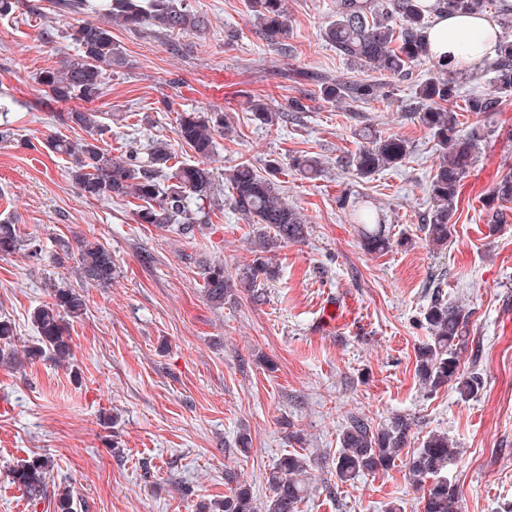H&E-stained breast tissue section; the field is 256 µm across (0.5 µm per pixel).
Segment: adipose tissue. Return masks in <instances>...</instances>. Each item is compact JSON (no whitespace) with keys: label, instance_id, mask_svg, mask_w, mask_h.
Segmentation results:
<instances>
[{"label":"adipose tissue","instance_id":"1","mask_svg":"<svg viewBox=\"0 0 512 512\" xmlns=\"http://www.w3.org/2000/svg\"><path fill=\"white\" fill-rule=\"evenodd\" d=\"M423 2L434 11L426 31L433 60L447 64L449 70L463 71L496 53L501 36L498 17L439 12L434 8L436 0Z\"/></svg>","mask_w":512,"mask_h":512}]
</instances>
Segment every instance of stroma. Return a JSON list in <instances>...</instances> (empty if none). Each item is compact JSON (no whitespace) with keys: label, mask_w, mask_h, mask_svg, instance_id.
Returning a JSON list of instances; mask_svg holds the SVG:
<instances>
[{"label":"stroma","mask_w":512,"mask_h":512,"mask_svg":"<svg viewBox=\"0 0 512 512\" xmlns=\"http://www.w3.org/2000/svg\"><path fill=\"white\" fill-rule=\"evenodd\" d=\"M56 2L20 0L11 17L0 18V91L16 100L7 115L11 136L0 141V215L48 253L60 239L100 242L117 273L110 287L82 285L86 310L68 326L69 366L45 356L0 363V512H57L66 491L73 512H200L223 501L229 472L262 502L271 494L270 469L290 453L312 462L299 512H385L391 503L423 512L405 460L433 432L459 450L448 479L462 512H512V203L494 226L485 207L512 174V95L491 115L459 116L460 135L477 130L482 141L452 219L455 232L437 249L421 224L438 152L407 108L420 81L440 78L432 62L385 79L383 99L350 106L315 94L307 111L292 112L288 101L302 88L286 72L374 76L324 39L336 0H288L291 33L279 50L259 38L244 0H188L208 19L201 35L113 26L125 63L105 71L101 147H119L134 121L141 142H172L180 112L220 109L232 131L215 138L216 186L244 161L258 170L271 159L322 163L317 180L293 172L281 179L308 233L278 251L279 274L266 284L264 301L242 297L217 308L201 288L202 261H223L232 272L252 258V227L231 204L182 236L137 223L134 202L86 200L69 178L68 158L31 150L54 133L74 142L87 137L59 124L67 104L36 102L37 73L76 53L60 36L74 17ZM259 98L286 112L285 121L269 128L253 120L250 102ZM365 128L399 134L409 154L358 177L341 160L362 148ZM365 202L387 226L385 252H368L350 219ZM72 275L71 267L21 252L0 256V314L14 323L17 348L36 339L32 315L49 300L46 281ZM437 295L472 314L473 348L460 368L481 374L484 388L470 400L447 386L428 391L416 375L415 351L429 336L424 312ZM329 297L341 301L347 320L324 330L319 308ZM403 414L415 426L394 466L337 481L348 417L377 427ZM292 430L301 442L289 440ZM243 432L252 439L246 454L235 445ZM41 457L51 469L44 494L33 499L11 471Z\"/></svg>","instance_id":"obj_1"}]
</instances>
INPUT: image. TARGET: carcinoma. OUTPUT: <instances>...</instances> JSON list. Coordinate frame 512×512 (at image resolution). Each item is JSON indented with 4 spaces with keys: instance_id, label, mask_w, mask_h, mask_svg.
Segmentation results:
<instances>
[{
    "instance_id": "1",
    "label": "carcinoma",
    "mask_w": 512,
    "mask_h": 512,
    "mask_svg": "<svg viewBox=\"0 0 512 512\" xmlns=\"http://www.w3.org/2000/svg\"><path fill=\"white\" fill-rule=\"evenodd\" d=\"M492 0H439L438 7L461 14L486 11ZM259 36L270 46H284L290 35L286 0H247ZM105 21L70 25L64 38L71 41L77 55L59 68H47L36 74L41 103H63L80 100L93 104L104 97L103 70L122 63L120 51L112 40L110 24L116 22L137 33L154 25L166 33L202 32L205 17L192 11L186 0H105L102 12ZM428 16L420 0H339L336 19L324 29L325 39L336 53L355 66L403 77L411 66L427 59L424 31ZM437 68L448 74L440 81L419 85L413 115L439 146V162L429 185L433 207L424 219L423 228L435 248L448 244L454 231L451 224L457 207L459 187L467 176L478 149V139L458 135V113L445 107L456 95V73L442 65ZM496 95L468 99L469 112H494L500 106L499 95L512 92V39L502 37L495 60L487 66ZM298 79L318 88L319 95L332 103H365L383 96V85L364 79L329 80L315 71L303 72ZM254 120L274 126L283 113L262 99L251 101ZM66 125H75L90 134V140L72 143L64 137L49 136L38 143L47 151L71 160L69 176L79 194L91 201L132 198L137 205L139 224L168 228L180 235L193 233L197 224L206 223L208 209L215 203V179L207 166L215 150V135L229 132L224 113L185 111L178 118L175 134L197 161L176 160L175 150L164 139H156L141 156L131 150L112 152L98 145V137L106 126L100 112L92 108H75L57 115ZM369 145L352 154L346 166L362 178H368L386 166L402 162L409 152L407 141L397 134L387 136L367 133ZM303 178L315 180L322 168L313 157L297 158L289 164ZM283 165L277 160L268 164V175L260 174L251 164L243 162L227 174L230 202L253 230V258L236 274L224 270L221 261H205L200 265L202 288L215 307L236 303L241 295L253 302L263 301L264 283L276 278L275 253L287 243L300 242L307 234V224L283 197L277 175ZM512 203V176L503 178L493 189L487 202L492 210L490 223L499 219L497 203ZM361 224L364 247L370 252L389 248L390 240L379 215L364 207L356 213ZM25 251L31 259L43 258L38 239L22 240L16 224L0 219V256ZM54 261L58 265L72 260L80 282L101 287L112 285L115 264L112 253L98 242L81 240L77 248L59 244ZM50 301L33 313L37 344L28 355L48 354L55 364L73 359L72 345L64 317L79 319L85 311L84 295L67 281L48 282ZM470 312L450 306L436 298L427 307L424 320L429 340L415 351L416 374L421 385L433 392L452 385L463 399H472L483 389V382L474 372L460 370L461 355L469 350ZM15 325L0 316V360L15 355ZM414 419L397 415L381 427H372L368 420L350 416L340 436L341 450L336 458V479L342 483L362 474L385 471L394 465L406 445ZM457 456L445 433H432L409 458L411 478L423 490L424 512H461L460 493L448 482V462ZM49 465L32 460L18 464L11 472L12 482L23 487L32 497L43 494ZM308 460L301 454L281 457L267 476L272 496L256 504L247 484L226 474L233 484L218 512H298L307 495Z\"/></svg>"
}]
</instances>
